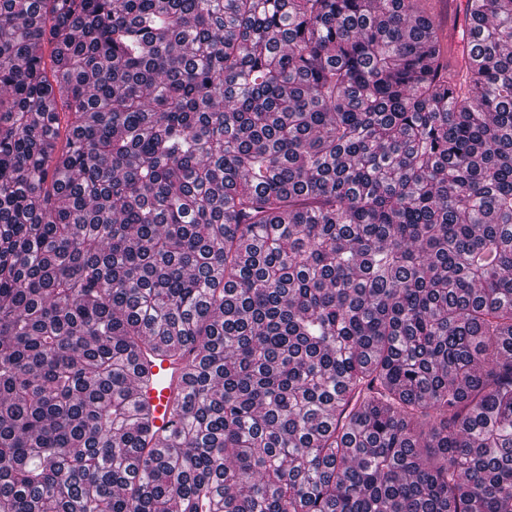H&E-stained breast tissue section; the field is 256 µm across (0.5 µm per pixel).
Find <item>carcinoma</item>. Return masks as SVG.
Here are the masks:
<instances>
[{
  "label": "carcinoma",
  "mask_w": 512,
  "mask_h": 512,
  "mask_svg": "<svg viewBox=\"0 0 512 512\" xmlns=\"http://www.w3.org/2000/svg\"><path fill=\"white\" fill-rule=\"evenodd\" d=\"M465 18L456 82L428 0H0V512H512V0ZM185 361L180 358H169L152 364L153 382L144 387L140 381L137 393L144 394L148 402L154 406L153 425L157 435L172 430L178 420L176 404L179 399L181 377Z\"/></svg>",
  "instance_id": "obj_1"
}]
</instances>
